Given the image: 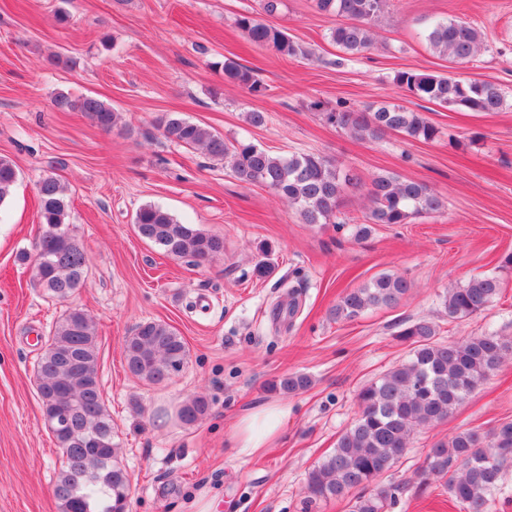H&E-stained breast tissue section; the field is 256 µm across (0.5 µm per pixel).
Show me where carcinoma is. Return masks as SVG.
<instances>
[{
	"label": "carcinoma",
	"mask_w": 512,
	"mask_h": 512,
	"mask_svg": "<svg viewBox=\"0 0 512 512\" xmlns=\"http://www.w3.org/2000/svg\"><path fill=\"white\" fill-rule=\"evenodd\" d=\"M314 6L323 15L344 19L331 29L330 38L355 55L372 45L370 26L385 11L387 0H314ZM236 25L251 42L283 57L306 55L301 45L276 26L249 15L239 16ZM427 41L435 52L455 62H468L483 46V34L467 22L447 19L432 27ZM215 66L223 72L224 82L245 86L257 95L266 92L252 71L238 62L226 58ZM394 81L417 98L472 112H497L505 103L503 90L489 81L463 82L414 70L397 72ZM53 103L61 112L84 113L103 131L111 130L118 121L117 112L94 97L59 92ZM325 118L352 137L369 142L390 131L424 141L439 136L437 127L420 113L395 103L366 111L341 106L325 113ZM156 127L166 141L201 150L229 164L239 182L262 185L287 200L297 207L305 224L332 223L345 188L360 182L353 170H341L316 153L274 155L250 142L228 141L216 130L178 116L163 115L156 120ZM17 179L14 163L0 156V207ZM37 193L41 233L34 246L35 278L48 296L65 299L84 282L86 253L67 222L70 201L64 184L45 177L38 183ZM367 195L366 222L355 225L359 237L368 235L374 224H409L445 208L444 200L425 184L394 174L374 177ZM133 224L140 238L170 257L200 264L224 255V238L183 224L159 206H141ZM273 271L269 248L263 245L253 272L266 278ZM410 288L404 277L381 273L343 293L332 315L355 320L371 309L396 304ZM502 288L498 276L486 274L448 289L443 296L448 319L484 313ZM438 335L439 326L428 319L401 325L396 337L409 344L408 360L359 391V410L353 423L340 434L333 451L308 472L306 503L350 495L352 512H386L402 488L382 481V475L404 456L414 432L448 419L475 385L496 371L512 352V344L496 335L465 336L447 344L438 341ZM123 349L130 374L150 384L172 379L188 357L179 332L155 320L139 323L125 337ZM36 371L43 416L63 457L54 486L59 512H128L130 478L119 460L112 416L102 396L96 327L86 310L69 307L61 314L38 357ZM310 385L309 376L295 373L271 381L268 389L295 394ZM208 409L207 399L198 396L180 408L179 417L192 424ZM511 463L512 421H502L487 431L463 429L428 450L419 485L441 481L448 496L468 512H484Z\"/></svg>",
	"instance_id": "carcinoma-1"
}]
</instances>
